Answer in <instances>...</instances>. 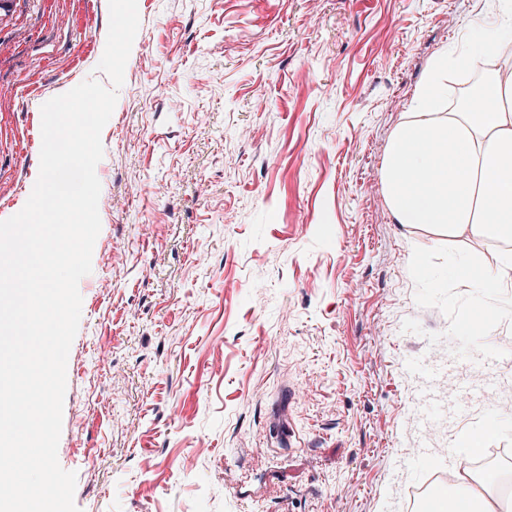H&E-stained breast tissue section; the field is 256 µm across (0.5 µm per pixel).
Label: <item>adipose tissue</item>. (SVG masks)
<instances>
[{"instance_id":"1","label":"adipose tissue","mask_w":512,"mask_h":512,"mask_svg":"<svg viewBox=\"0 0 512 512\" xmlns=\"http://www.w3.org/2000/svg\"><path fill=\"white\" fill-rule=\"evenodd\" d=\"M496 29L476 25L463 55L442 51L394 129L382 167L388 206L398 223L423 225L440 235H471L510 243L497 263H459L449 278L470 290L472 309L492 315L496 329L512 312V87L491 69L503 48L497 30L512 31V0H500ZM480 69L472 104L448 109V75L459 62Z\"/></svg>"}]
</instances>
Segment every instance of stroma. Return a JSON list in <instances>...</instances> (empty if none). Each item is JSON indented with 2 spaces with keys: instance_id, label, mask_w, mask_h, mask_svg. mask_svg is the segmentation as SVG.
<instances>
[{
  "instance_id": "stroma-1",
  "label": "stroma",
  "mask_w": 512,
  "mask_h": 512,
  "mask_svg": "<svg viewBox=\"0 0 512 512\" xmlns=\"http://www.w3.org/2000/svg\"><path fill=\"white\" fill-rule=\"evenodd\" d=\"M484 4L137 0L57 450L80 512H408L439 470L409 455L454 461L492 414L479 387L512 395L492 338L457 330L466 286L417 270L501 244L396 223L381 179L430 62ZM108 25V0L0 19V220L37 180L42 105L108 84Z\"/></svg>"
}]
</instances>
